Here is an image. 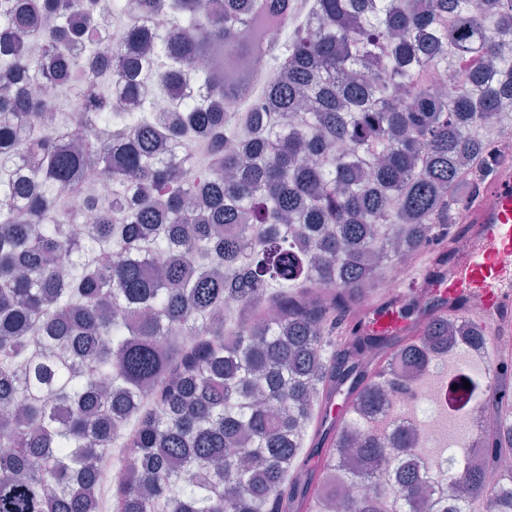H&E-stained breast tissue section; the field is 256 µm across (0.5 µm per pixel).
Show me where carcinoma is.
Segmentation results:
<instances>
[{
	"label": "carcinoma",
	"instance_id": "1",
	"mask_svg": "<svg viewBox=\"0 0 512 512\" xmlns=\"http://www.w3.org/2000/svg\"><path fill=\"white\" fill-rule=\"evenodd\" d=\"M317 7L304 27L291 0H136L127 50L104 56L123 0H0V512H97L115 447L112 512H512V473L423 469L409 433L351 426L391 406L395 358L422 375L457 335L486 345L478 325L433 315L368 366L388 337L357 322L336 345V315L452 230L499 163L482 132L512 107V0ZM272 22L291 37L268 44ZM255 56L276 76L242 116ZM63 89L83 111H59ZM95 180L112 199L76 235L66 201ZM490 378L494 404L512 370ZM347 383L309 471L307 432ZM481 448L496 465L512 422ZM122 453L120 448H113L112 451L103 458L102 483L100 488L101 512H112V497L115 492V485L110 482V472L118 468L121 463Z\"/></svg>",
	"mask_w": 512,
	"mask_h": 512
}]
</instances>
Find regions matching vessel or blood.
Here are the masks:
<instances>
[{
    "instance_id": "vessel-or-blood-1",
    "label": "vessel or blood",
    "mask_w": 512,
    "mask_h": 512,
    "mask_svg": "<svg viewBox=\"0 0 512 512\" xmlns=\"http://www.w3.org/2000/svg\"><path fill=\"white\" fill-rule=\"evenodd\" d=\"M462 220L472 246L467 256L453 262L448 279L432 293L437 314L468 313L491 335L486 360L493 368L512 366V358L496 347V337L512 334V160L504 159L496 174L464 210ZM423 318L404 316L392 305L380 303L367 329L393 336H418Z\"/></svg>"
}]
</instances>
